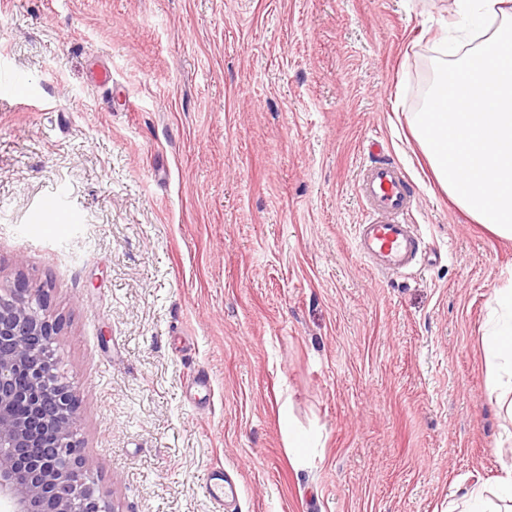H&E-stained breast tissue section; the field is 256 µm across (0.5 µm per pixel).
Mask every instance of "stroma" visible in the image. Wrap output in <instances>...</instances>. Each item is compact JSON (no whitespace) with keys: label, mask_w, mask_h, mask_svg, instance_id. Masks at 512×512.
Returning a JSON list of instances; mask_svg holds the SVG:
<instances>
[{"label":"stroma","mask_w":512,"mask_h":512,"mask_svg":"<svg viewBox=\"0 0 512 512\" xmlns=\"http://www.w3.org/2000/svg\"><path fill=\"white\" fill-rule=\"evenodd\" d=\"M454 10L0 0V79L30 90L0 95V289H47L115 512H448L501 476L480 336L512 241L408 127ZM371 139L411 181L424 269L355 251ZM59 193L77 223L46 211ZM217 469L239 487L221 511Z\"/></svg>","instance_id":"obj_1"}]
</instances>
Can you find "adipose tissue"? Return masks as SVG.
<instances>
[{
    "label": "adipose tissue",
    "instance_id": "adipose-tissue-1",
    "mask_svg": "<svg viewBox=\"0 0 512 512\" xmlns=\"http://www.w3.org/2000/svg\"><path fill=\"white\" fill-rule=\"evenodd\" d=\"M464 24L442 45L423 111L408 119L449 199L493 235L512 239V0H455ZM489 387L512 419V279L483 326ZM458 512H512V465L494 486L475 485Z\"/></svg>",
    "mask_w": 512,
    "mask_h": 512
}]
</instances>
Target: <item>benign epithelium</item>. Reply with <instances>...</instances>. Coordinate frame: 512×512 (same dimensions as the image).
Instances as JSON below:
<instances>
[{"instance_id": "obj_1", "label": "benign epithelium", "mask_w": 512, "mask_h": 512, "mask_svg": "<svg viewBox=\"0 0 512 512\" xmlns=\"http://www.w3.org/2000/svg\"><path fill=\"white\" fill-rule=\"evenodd\" d=\"M62 328L45 289H0V507L4 512H111L76 437L79 403L58 371Z\"/></svg>"}]
</instances>
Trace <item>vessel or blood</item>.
<instances>
[{"mask_svg":"<svg viewBox=\"0 0 512 512\" xmlns=\"http://www.w3.org/2000/svg\"><path fill=\"white\" fill-rule=\"evenodd\" d=\"M366 166L357 184L365 219L356 232V250L381 272H401L422 265L427 254L422 235L412 220L411 185L401 166L380 158Z\"/></svg>","mask_w":512,"mask_h":512,"instance_id":"1","label":"vessel or blood"}]
</instances>
